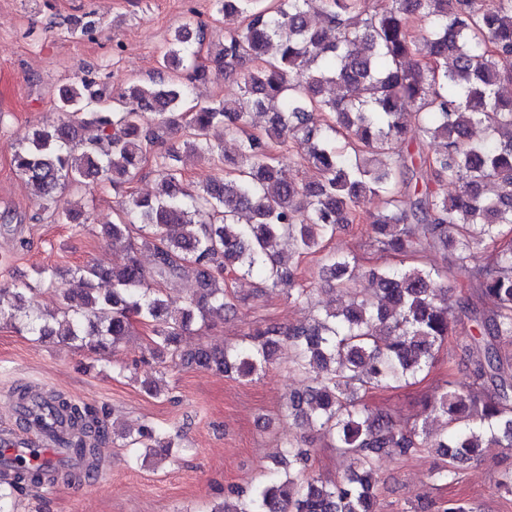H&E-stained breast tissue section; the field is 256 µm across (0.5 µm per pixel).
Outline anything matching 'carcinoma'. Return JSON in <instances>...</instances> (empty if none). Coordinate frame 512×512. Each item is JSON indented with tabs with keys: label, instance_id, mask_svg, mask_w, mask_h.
<instances>
[{
	"label": "carcinoma",
	"instance_id": "cac0c4a2",
	"mask_svg": "<svg viewBox=\"0 0 512 512\" xmlns=\"http://www.w3.org/2000/svg\"><path fill=\"white\" fill-rule=\"evenodd\" d=\"M224 15V46L201 59L203 31L179 30L162 58L166 81L134 85L114 100L93 73L59 89L61 116L36 131L13 158L53 222L80 226L81 209L58 204L88 181L119 188L154 161L158 195L130 194L118 224L104 226L124 253L110 268L76 269L61 289L51 321L20 315L35 289L0 286V318L43 342L57 337L95 355L116 349L132 324L148 330L150 355L179 360L228 378H248L283 343L310 384L288 394L284 411L330 439L351 471L327 482L309 472L312 449L283 442L288 468L248 490L234 489L212 512H377V464L426 449L443 457L437 481L455 480L458 465L489 448L512 450V0H215ZM325 17L317 27L311 12ZM420 34H415V31ZM210 71L242 73L240 97L186 106L188 87ZM268 114L261 135L251 112ZM153 112L160 125L188 130L187 151L220 157L226 136L239 139L225 178L186 183L177 152L154 151L155 132L141 126ZM484 136L471 138L473 126ZM439 146L409 158V137ZM293 157L295 172L279 167ZM312 173L300 179L297 172ZM458 186L456 195L446 192ZM345 224H365L374 251L410 259L404 268L375 266L368 287L357 283L356 254L326 252ZM138 235H133V231ZM433 249L451 256L477 302L455 299L448 271L424 261ZM152 256L145 269L138 258ZM320 256V277L340 294L338 306L314 323L257 327L241 346L200 344L187 337L224 319L236 303L228 281L253 278L252 299L278 291L305 304L302 260ZM112 282L97 293L96 282ZM190 280L181 307L164 285ZM458 336L473 383H448L408 426L372 410L371 391L410 383L434 364L435 350ZM65 412L76 432L71 447L90 459L107 433L104 419L61 395H37ZM443 417L439 429L429 419ZM132 456L166 455L177 437L142 425L120 434ZM51 480L14 472L0 485V512L13 494Z\"/></svg>",
	"mask_w": 512,
	"mask_h": 512
}]
</instances>
